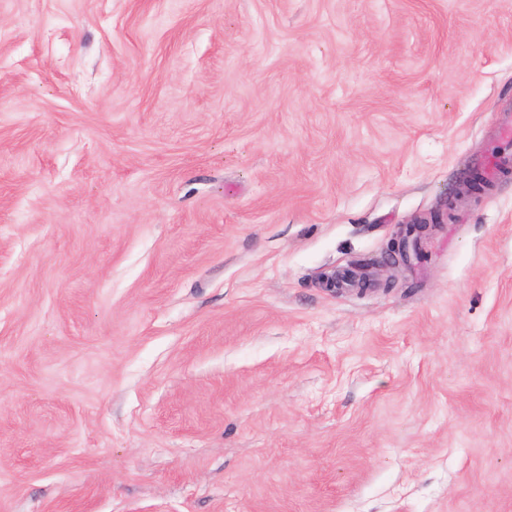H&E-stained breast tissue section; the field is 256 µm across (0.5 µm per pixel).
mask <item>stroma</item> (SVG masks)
<instances>
[{
    "mask_svg": "<svg viewBox=\"0 0 512 512\" xmlns=\"http://www.w3.org/2000/svg\"><path fill=\"white\" fill-rule=\"evenodd\" d=\"M507 107L512 0H0V512H512V176L385 259Z\"/></svg>",
    "mask_w": 512,
    "mask_h": 512,
    "instance_id": "1",
    "label": "stroma"
}]
</instances>
